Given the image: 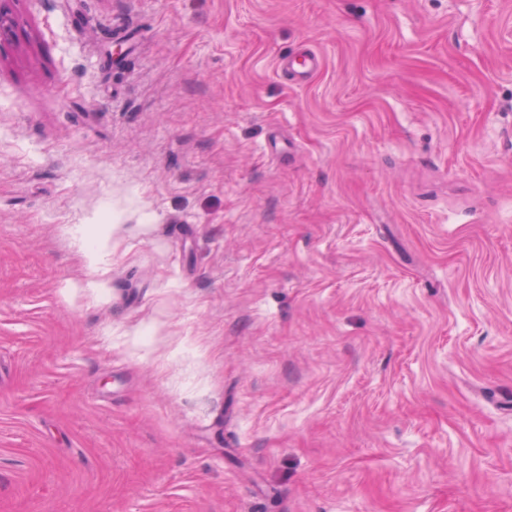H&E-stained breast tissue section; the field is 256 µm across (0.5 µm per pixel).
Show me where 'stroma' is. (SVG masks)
<instances>
[{
  "mask_svg": "<svg viewBox=\"0 0 512 512\" xmlns=\"http://www.w3.org/2000/svg\"><path fill=\"white\" fill-rule=\"evenodd\" d=\"M0 512H512V0H0ZM320 60L315 53H304L295 57L283 59L279 68L288 72L299 82L307 81L319 68Z\"/></svg>",
  "mask_w": 512,
  "mask_h": 512,
  "instance_id": "stroma-1",
  "label": "stroma"
}]
</instances>
